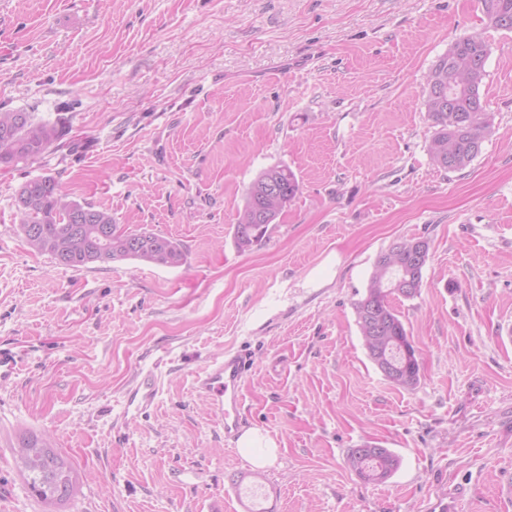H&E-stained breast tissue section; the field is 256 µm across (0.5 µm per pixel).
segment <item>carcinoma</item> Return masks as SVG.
<instances>
[{
    "instance_id": "cac0c4a2",
    "label": "carcinoma",
    "mask_w": 512,
    "mask_h": 512,
    "mask_svg": "<svg viewBox=\"0 0 512 512\" xmlns=\"http://www.w3.org/2000/svg\"><path fill=\"white\" fill-rule=\"evenodd\" d=\"M486 13L497 11L512 30V0H485ZM489 48L479 34L459 38L443 54L427 76L424 106L434 133L428 145L431 161L448 172L468 167L480 154L491 132L492 120L484 112L481 87ZM69 128L63 118L50 124L33 113L0 112V165L35 161L54 143H61ZM300 193V182L286 166H272L251 183L234 239L241 251L267 235L269 226ZM20 229L29 248L48 254L59 266L81 268L116 260H140L156 266H175L185 255L166 236L150 230L128 231L116 224L112 212L70 198L52 176L30 179L17 193ZM429 250L420 238H401L381 253L366 296L354 306L368 356L374 364L391 358L396 387L413 389L420 381L419 354L389 296L415 297L422 283L424 265L415 263L417 245ZM17 464L32 497L46 505L63 504L78 491L79 478L71 464L50 440L26 432L19 437ZM346 466L362 479L382 483L399 468L398 456L388 448L367 451L349 449Z\"/></svg>"
}]
</instances>
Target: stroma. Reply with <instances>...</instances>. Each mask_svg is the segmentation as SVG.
I'll return each mask as SVG.
<instances>
[{"label":"stroma","mask_w":512,"mask_h":512,"mask_svg":"<svg viewBox=\"0 0 512 512\" xmlns=\"http://www.w3.org/2000/svg\"><path fill=\"white\" fill-rule=\"evenodd\" d=\"M490 47L492 132L465 169L437 168L426 76L458 37ZM0 108L54 121L77 152L0 166V512H54L16 467L20 433L77 469L61 512H512V30L483 0H0ZM301 184L266 238L234 226L264 169ZM55 177L116 223L176 241L183 263L64 268L19 234L17 192ZM425 239L417 296H391L420 354L391 385L355 321L380 253ZM250 353L243 414L272 437L255 467L195 390L227 350ZM162 380L151 416L119 425L124 387ZM400 458L383 483L345 465ZM345 464L362 479L382 483L398 470L400 460L387 448H380L377 452L352 448L346 455Z\"/></svg>","instance_id":"obj_1"}]
</instances>
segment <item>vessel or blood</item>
Returning <instances> with one entry per match:
<instances>
[{"label": "vessel or blood", "instance_id": "1", "mask_svg": "<svg viewBox=\"0 0 512 512\" xmlns=\"http://www.w3.org/2000/svg\"><path fill=\"white\" fill-rule=\"evenodd\" d=\"M249 365L248 357L238 351L225 352L200 370L195 378L199 392L209 395L224 429V438L233 442L243 428L241 384ZM159 378L154 371L143 370L123 391L120 416L143 419L152 413L159 397Z\"/></svg>", "mask_w": 512, "mask_h": 512}]
</instances>
